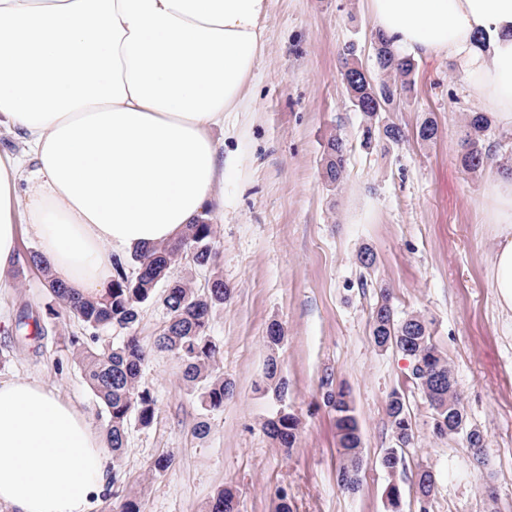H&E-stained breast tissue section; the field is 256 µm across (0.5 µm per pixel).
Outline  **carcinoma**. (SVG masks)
<instances>
[{
    "instance_id": "cac0c4a2",
    "label": "carcinoma",
    "mask_w": 512,
    "mask_h": 512,
    "mask_svg": "<svg viewBox=\"0 0 512 512\" xmlns=\"http://www.w3.org/2000/svg\"><path fill=\"white\" fill-rule=\"evenodd\" d=\"M373 65L384 75L383 93L377 95L361 73L362 65L346 64L345 82L348 98L365 118L362 144H398L405 138L403 128L383 117L387 107L408 97L410 76L416 60L401 57L379 32L371 34ZM487 118L472 112L460 138V161L464 170L476 172L493 161L485 146ZM438 126L434 119H425L416 137L428 144L436 140ZM345 140L329 137L323 158L324 177L332 185L343 181ZM217 225L201 220L186 225L177 241L156 246L134 256V268L120 258L114 259L111 288L98 297H87L55 279L47 263L37 251L25 261L43 274V287L58 305L74 318L85 332L69 339L82 378L99 407L104 421L108 447L112 451V468L117 469L128 447L131 426L151 427L156 419V401L142 383L150 349L135 335L143 307L158 298L168 314L153 348L173 354L182 366V381L200 406L204 419L198 421L193 434L204 439L210 433L206 417L224 410V401L234 393L233 383L219 372L217 359L221 346L211 335V316L224 304L229 290L215 272L218 251L215 248ZM195 267L209 272L206 287L200 289L188 278L171 277V269L185 258ZM371 336L381 350L394 349L411 359L413 383L424 394L433 410V431L441 438L462 436L464 447L473 461L484 463L486 437L471 425L459 393L449 381L455 380L448 358L432 340V320L421 313L399 317L388 289H379L378 299L370 314ZM284 339L282 325L273 321L267 328L266 364L262 390L270 393L283 406L263 423L265 433L288 452L294 448L300 420L288 411V380L282 375L278 350ZM324 405L334 415L336 442L340 461L336 470L337 486L345 493H356L361 485L364 467L362 439L353 399L343 386L333 387L331 376L321 380ZM385 414L392 436H400L395 448H387L379 459L381 468L393 476L406 469L404 449L414 440L412 415L405 392L393 390L385 404ZM419 512H429L428 504L435 489L436 477L427 467L412 475ZM236 491L226 486L216 492L206 512H234Z\"/></svg>"
}]
</instances>
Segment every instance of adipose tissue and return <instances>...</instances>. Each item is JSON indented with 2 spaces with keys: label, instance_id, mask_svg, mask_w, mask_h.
Returning <instances> with one entry per match:
<instances>
[{
  "label": "adipose tissue",
  "instance_id": "adipose-tissue-1",
  "mask_svg": "<svg viewBox=\"0 0 512 512\" xmlns=\"http://www.w3.org/2000/svg\"><path fill=\"white\" fill-rule=\"evenodd\" d=\"M400 54L444 57L512 130V0H366ZM268 0H0V274L26 225L54 277L104 294L114 256L177 238L223 205L238 160L213 135L245 109ZM490 272L512 315V172L487 188ZM105 436L46 386L0 382V502L85 512Z\"/></svg>",
  "mask_w": 512,
  "mask_h": 512
}]
</instances>
